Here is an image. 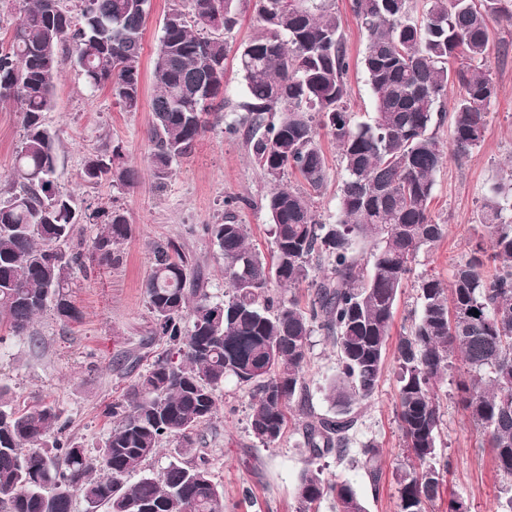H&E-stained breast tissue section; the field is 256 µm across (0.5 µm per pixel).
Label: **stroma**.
Here are the masks:
<instances>
[{
    "label": "stroma",
    "instance_id": "stroma-1",
    "mask_svg": "<svg viewBox=\"0 0 512 512\" xmlns=\"http://www.w3.org/2000/svg\"><path fill=\"white\" fill-rule=\"evenodd\" d=\"M170 0H150L141 58V106L127 112L108 89L91 90L78 67L62 57L47 125L58 134L59 190L82 206L123 208L131 222V236L120 244L122 261L112 269L90 266L75 273L72 298L83 313L81 322L65 324L45 312L36 319L32 336H13L0 329V385L8 387L18 406L41 401L56 405L65 430L62 440L83 445L98 454L115 421L109 413L137 378L120 369L124 352L141 351L150 363L166 344L154 338L143 283L152 266V248L177 241L203 273V283L214 299L228 296L224 259L204 227L222 221L224 199L238 198L235 211L247 224L250 243L272 253L273 238L265 199L271 185L252 162L249 127L233 134L223 126L210 129L193 153L173 166L164 187H157L148 168L147 131L154 95L152 67L163 19ZM341 14L351 65L346 78L349 110L355 122L370 121L374 105L361 65L366 35L352 11L351 0H335ZM490 73L497 85L490 121L481 145L462 159L447 160L436 175L432 214L444 222L447 234L433 248L421 251L413 276L398 299L392 333L400 335L420 313L418 281L433 275L448 279L454 263L466 257L485 233L478 220L479 206L492 183L512 160V54L491 57ZM18 104L0 102V178L10 172L22 140ZM122 145L127 160L138 167L141 180L120 191L105 185L92 190L80 179L86 156L103 145ZM328 162V177L314 199L320 221L332 224L339 207V186L344 169L335 143L321 135ZM398 363L387 354L374 398L360 408L352 442L343 459L324 458L325 475L349 480L365 501L368 512H396L398 484L394 472L403 462L401 433L395 413ZM336 373V352L321 328H314L308 346L306 381L315 412L329 409L323 386ZM441 421L437 434L440 458L449 459L447 492L462 498L469 512H497L500 500L512 495V479L495 469L488 449L467 414L456 402L452 379L440 385ZM251 397L248 388L227 383L213 421L198 434L209 458L215 482L224 489V512H294L295 485L310 457L299 426H292L274 447H264L249 428ZM376 442L382 452V474L372 483L358 459L362 443Z\"/></svg>",
    "mask_w": 512,
    "mask_h": 512
}]
</instances>
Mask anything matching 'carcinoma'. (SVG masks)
I'll return each instance as SVG.
<instances>
[{
    "instance_id": "carcinoma-1",
    "label": "carcinoma",
    "mask_w": 512,
    "mask_h": 512,
    "mask_svg": "<svg viewBox=\"0 0 512 512\" xmlns=\"http://www.w3.org/2000/svg\"><path fill=\"white\" fill-rule=\"evenodd\" d=\"M8 45L0 43V102L20 105L23 138L13 173L0 184V326L29 336L51 308L79 322L70 284L87 263H121L118 245L131 234L124 209L79 208L56 184L57 135L44 124L61 55L92 89L107 88L127 112L141 102V54L149 0H16ZM154 59L156 93L148 130L151 175L164 183L224 108L225 35L241 22L244 0H171ZM334 0H254L258 32L235 56L245 84L253 161L271 183L266 210L271 259L250 246L248 226L224 199V220L206 225L224 256L229 298L212 299L200 275L169 240L153 250L144 284L157 354L124 398L112 405L118 424L91 456L62 432L50 403L25 409L0 386V507L6 512H72L80 494L106 512H224V491L208 469L195 432L218 410L224 382L252 394L249 428L275 446L294 414L304 416V445L314 460L341 458L358 407L375 395L384 369L395 304L419 253L441 241L447 225L430 205L445 152L434 128L450 120L454 153L479 147L497 87L487 67L494 41L489 22L512 23V0H427L422 18L411 0H352L366 32L361 63L374 115L355 124L345 77L350 56ZM458 89L446 114L448 86ZM335 142L346 172L339 215L323 224L313 195L327 178L320 133ZM297 177L301 187L283 183ZM90 187L127 190L139 172L121 146L89 154L81 172ZM480 224L490 246L456 262L448 283L418 284L420 315L396 345L395 412L407 462L397 468V512H427L441 498L450 462L437 459L441 380L461 362L458 404L481 429L496 470L512 478V171L485 195ZM80 224L99 232L88 250L73 244ZM314 288L305 307L274 298L270 284ZM332 337L337 371L325 387L331 413L307 404V347L314 326ZM176 441L159 473L146 462ZM381 451L365 443L359 463L378 484ZM139 479L131 483L129 478ZM296 512H367L346 479L310 466L296 481Z\"/></svg>"
}]
</instances>
